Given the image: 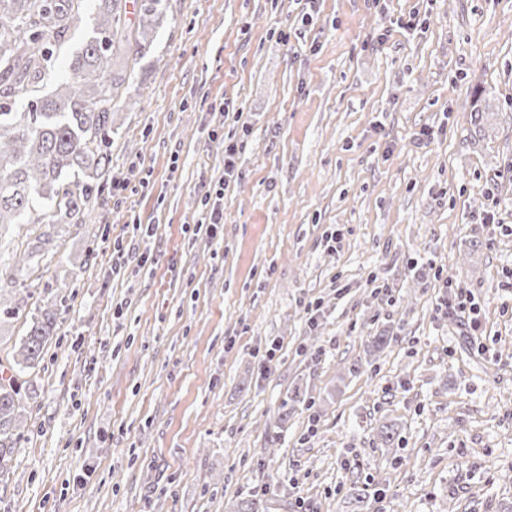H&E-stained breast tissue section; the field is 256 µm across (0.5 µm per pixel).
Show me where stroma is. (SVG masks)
Segmentation results:
<instances>
[{"label":"stroma","instance_id":"stroma-1","mask_svg":"<svg viewBox=\"0 0 512 512\" xmlns=\"http://www.w3.org/2000/svg\"><path fill=\"white\" fill-rule=\"evenodd\" d=\"M116 108L127 190L0 232V363L56 316L0 512H227L268 473V512L512 506V0H167Z\"/></svg>","mask_w":512,"mask_h":512}]
</instances>
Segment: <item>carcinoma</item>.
<instances>
[{
  "label": "carcinoma",
  "mask_w": 512,
  "mask_h": 512,
  "mask_svg": "<svg viewBox=\"0 0 512 512\" xmlns=\"http://www.w3.org/2000/svg\"><path fill=\"white\" fill-rule=\"evenodd\" d=\"M0 0V95L22 104L0 112V228L5 224H82L103 196L101 176L112 163L115 92L130 64L129 49H145L165 16V0H136L130 23L127 0ZM84 31L70 58L73 84L41 94L55 71L69 33ZM45 311L31 317L12 375L0 378V482L13 473L25 406L16 376L35 367L54 328ZM282 484L266 476L262 488L230 512H266L267 495Z\"/></svg>",
  "instance_id": "obj_1"
}]
</instances>
